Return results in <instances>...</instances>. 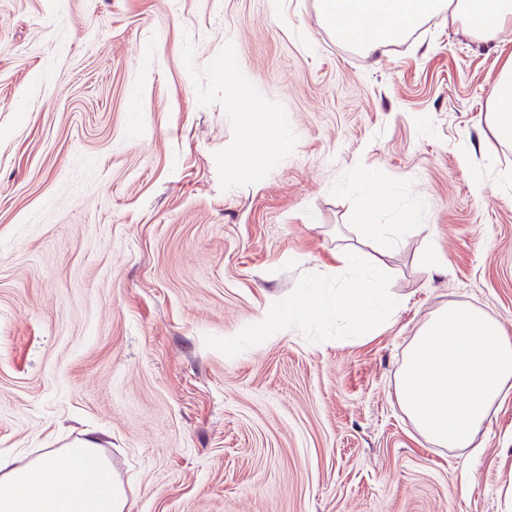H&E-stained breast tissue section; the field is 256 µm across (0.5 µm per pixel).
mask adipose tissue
<instances>
[{"label": "adipose tissue", "mask_w": 512, "mask_h": 512, "mask_svg": "<svg viewBox=\"0 0 512 512\" xmlns=\"http://www.w3.org/2000/svg\"><path fill=\"white\" fill-rule=\"evenodd\" d=\"M450 13L471 38L488 42L512 28V0H321V16L340 40L371 51L399 41L427 18ZM490 128L503 142L512 140V60L495 77ZM351 275L336 293L337 309L358 326L387 323L400 306L385 288L382 266L364 265L348 253ZM127 493L112 470L98 438L79 440L61 454L22 463L0 455V512H126Z\"/></svg>", "instance_id": "1"}]
</instances>
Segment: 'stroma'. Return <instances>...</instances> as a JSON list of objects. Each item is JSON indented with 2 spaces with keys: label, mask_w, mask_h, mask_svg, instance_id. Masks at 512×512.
Listing matches in <instances>:
<instances>
[{
  "label": "stroma",
  "mask_w": 512,
  "mask_h": 512,
  "mask_svg": "<svg viewBox=\"0 0 512 512\" xmlns=\"http://www.w3.org/2000/svg\"><path fill=\"white\" fill-rule=\"evenodd\" d=\"M511 58L444 13L369 53L319 0H0V453L97 437L129 512H512V391L478 458L396 397L448 302L512 334ZM370 174L402 305L364 335ZM490 100V128L503 142L512 140V60L506 62L495 77ZM344 265L352 274L336 293V308L349 314L358 326L370 329L387 323L400 301L385 288V270L380 265L366 266L356 253H348Z\"/></svg>",
  "instance_id": "1"
}]
</instances>
